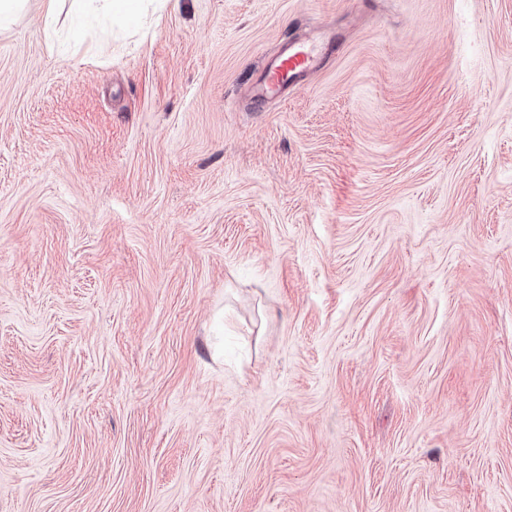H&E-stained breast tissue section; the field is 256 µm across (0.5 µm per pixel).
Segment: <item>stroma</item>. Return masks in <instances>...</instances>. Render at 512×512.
<instances>
[{
    "instance_id": "1",
    "label": "stroma",
    "mask_w": 512,
    "mask_h": 512,
    "mask_svg": "<svg viewBox=\"0 0 512 512\" xmlns=\"http://www.w3.org/2000/svg\"><path fill=\"white\" fill-rule=\"evenodd\" d=\"M42 15L0 32V512H512V0ZM318 57L313 47L300 41H289L275 62L266 70L262 94L283 96L290 86L314 70Z\"/></svg>"
}]
</instances>
